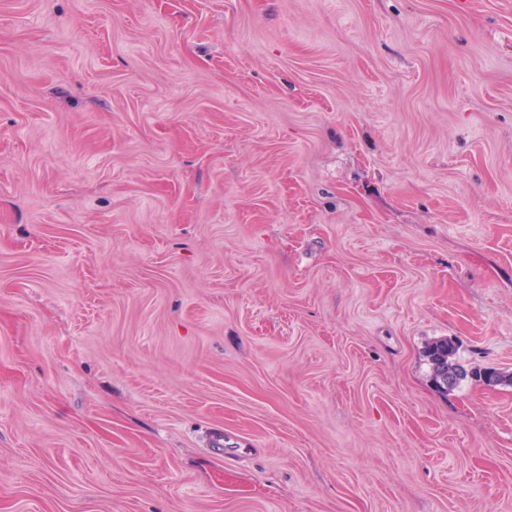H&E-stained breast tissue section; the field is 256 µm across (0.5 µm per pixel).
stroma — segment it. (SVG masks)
I'll list each match as a JSON object with an SVG mask.
<instances>
[{"label":"stroma","instance_id":"35a3bbf8","mask_svg":"<svg viewBox=\"0 0 512 512\" xmlns=\"http://www.w3.org/2000/svg\"><path fill=\"white\" fill-rule=\"evenodd\" d=\"M0 512H512V0H0ZM454 355L455 348L448 342V339L437 340L427 346L425 356L430 366L432 380L436 379V374L442 368H446L448 371L464 368L453 360Z\"/></svg>","mask_w":512,"mask_h":512}]
</instances>
